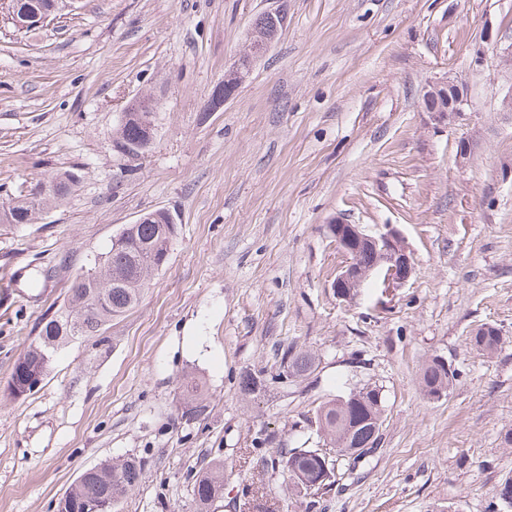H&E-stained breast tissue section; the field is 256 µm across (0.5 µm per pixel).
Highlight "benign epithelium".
<instances>
[{
	"instance_id": "benign-epithelium-1",
	"label": "benign epithelium",
	"mask_w": 512,
	"mask_h": 512,
	"mask_svg": "<svg viewBox=\"0 0 512 512\" xmlns=\"http://www.w3.org/2000/svg\"><path fill=\"white\" fill-rule=\"evenodd\" d=\"M56 11H12L13 24L21 29H34L42 26ZM426 111L436 114L440 119L453 120L466 112L468 106L467 87L454 79L436 83L424 93ZM144 142L132 149L123 148L121 152L129 156H141L153 145L156 138V124L146 126ZM328 231L336 242V247L346 256V262L336 272L331 283L336 298L345 302L355 299L351 289L362 288L364 282L376 275L381 282V295L389 297L402 288L412 277L413 265L410 254L403 248L396 230L390 228L385 232L371 233L359 224H349L335 220L328 224ZM367 254L371 260L360 263L362 255Z\"/></svg>"
}]
</instances>
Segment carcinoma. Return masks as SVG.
I'll use <instances>...</instances> for the list:
<instances>
[{
    "label": "carcinoma",
    "instance_id": "obj_1",
    "mask_svg": "<svg viewBox=\"0 0 512 512\" xmlns=\"http://www.w3.org/2000/svg\"><path fill=\"white\" fill-rule=\"evenodd\" d=\"M143 135L137 113L122 122L115 133L116 143L133 145ZM45 183L50 192L43 205L63 201L70 193V173L53 176ZM41 211L17 198L0 208V224H32ZM176 232L159 220L146 219L128 224L116 234L106 252L95 257L99 274L93 279L76 276L68 290L67 300L49 317L40 322L38 336L14 364L9 384L10 395L26 396L28 374L47 376L55 353L63 346L85 342L102 335L103 327L136 306L149 274L161 268L168 258ZM501 337L494 326L483 328V335L470 337L471 345L484 354L497 351ZM280 371L276 378L300 377L315 367V355L309 351L285 348L280 352ZM457 372L440 358L426 363L420 373L422 391L429 398L448 395ZM187 398L183 415L194 419L203 414L205 405L198 398V384L189 380L184 385ZM384 398L381 388L365 384L349 391L345 401L333 399L319 406L315 415L318 430L336 448L331 457L312 448H292L271 461V467L281 465L288 472L293 487L304 493L319 479L332 486L338 471L344 466L352 472L362 459L370 456L381 440ZM143 466L136 458L106 460L83 470L68 490L59 498L58 512H85L93 503L99 512H114V505L135 489ZM224 495V466L216 464L199 475L193 483V499L197 512H207L208 506Z\"/></svg>",
    "mask_w": 512,
    "mask_h": 512
}]
</instances>
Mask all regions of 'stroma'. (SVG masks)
I'll use <instances>...</instances> for the list:
<instances>
[{
	"label": "stroma",
	"instance_id": "1",
	"mask_svg": "<svg viewBox=\"0 0 512 512\" xmlns=\"http://www.w3.org/2000/svg\"><path fill=\"white\" fill-rule=\"evenodd\" d=\"M274 0H62L16 28L0 0V205L58 172L68 198L37 223L0 224V512H55L79 473L140 458L116 512H195L193 483L224 463L210 512H503L512 477V0H283L288 24L221 111L214 86ZM455 79L470 106L425 111ZM158 99L151 151L114 133L130 101ZM473 144L458 160L457 143ZM159 208L178 217L166 264L103 345L55 355L40 389L7 391L12 366L112 237ZM340 218L397 230L414 273L394 296L356 301L331 282ZM501 331L490 357L468 338ZM309 348L314 374L278 379L280 351ZM458 372L448 396L422 364ZM263 389L244 392L246 374ZM206 410L183 414L180 380ZM382 387L377 450L319 503L270 462L327 449L313 421L356 385ZM58 2L54 1V7L49 10H38L34 11H22L21 13L17 12V9L12 8L11 20L13 24L21 29H34L43 24L51 17V15L58 8ZM428 87L424 93L427 112H434L439 119L448 118V121L466 112L468 89L463 83L450 78ZM457 372L441 358H432L426 363L420 373L422 391L429 398L447 396L452 389Z\"/></svg>",
	"mask_w": 512,
	"mask_h": 512
}]
</instances>
